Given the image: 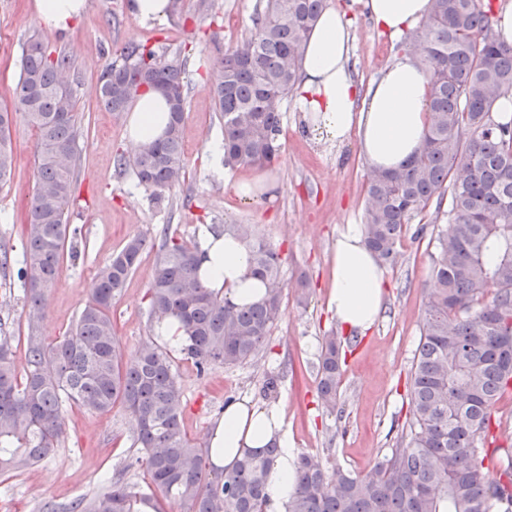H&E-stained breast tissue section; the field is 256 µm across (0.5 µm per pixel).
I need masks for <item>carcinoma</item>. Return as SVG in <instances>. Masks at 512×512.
<instances>
[{
  "label": "carcinoma",
  "instance_id": "1",
  "mask_svg": "<svg viewBox=\"0 0 512 512\" xmlns=\"http://www.w3.org/2000/svg\"><path fill=\"white\" fill-rule=\"evenodd\" d=\"M326 0H265L251 34L224 49L210 73L215 111L224 120V166H270L280 153L281 104L299 77L306 36ZM492 0H431L413 32L431 73L430 122L419 153L394 170L370 175L363 215L365 245L387 264L413 219L448 199L450 230L437 235L435 283L424 304L411 372L412 417L405 444L365 476L328 472L311 456L296 460L288 512H512V452L496 442L497 402L512 392V121L492 118L512 94V45L496 39ZM122 63L100 74L99 103L117 116L147 90L169 86L179 100L158 139L117 166L161 194L186 177L183 62L145 44L121 50ZM70 55L48 52L32 36L20 60L12 107H0V184L13 173L10 130L20 114L37 132L35 190L25 225L28 324L26 366L18 374L13 337L0 335V476L52 454L65 434V405L100 414L118 406L134 426L150 477L144 492L119 481L93 496L47 512H160L155 493L188 512H264L277 446L248 452L229 474L209 464L208 449L182 427L183 401L174 360L152 341L125 361L112 304L145 246L127 240L100 269L97 285L71 331L43 336V302L62 268L67 211L75 192L80 135ZM469 132L467 141L462 132ZM245 241L266 295L234 306L194 274L195 245L165 238L148 286L150 316L177 319L181 353L204 370L249 361L284 315L280 262L252 227L226 224ZM318 392L333 413L341 377V341L327 336L318 359Z\"/></svg>",
  "mask_w": 512,
  "mask_h": 512
}]
</instances>
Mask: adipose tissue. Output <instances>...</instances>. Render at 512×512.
<instances>
[{
    "instance_id": "obj_1",
    "label": "adipose tissue",
    "mask_w": 512,
    "mask_h": 512,
    "mask_svg": "<svg viewBox=\"0 0 512 512\" xmlns=\"http://www.w3.org/2000/svg\"><path fill=\"white\" fill-rule=\"evenodd\" d=\"M88 0H34L44 25L56 32L71 29L88 9ZM374 25L398 36L422 24L430 0H364ZM350 23L340 6L326 7L308 34L296 94L316 129L340 140L356 134L371 168L389 170L419 150L428 119L430 74L415 54L396 56L374 81L363 85L352 76ZM168 105L154 91L140 94L127 120V140L140 145L160 137ZM329 307L346 329L364 331L378 318L383 304L384 272L366 247L361 225L340 232L330 255ZM198 277L209 288L223 291L237 305L257 302L265 287L251 273V251L245 242L201 229ZM277 444L282 449L266 482L267 512H286L295 487L296 457L288 451L284 413L279 406H260L250 399L228 404L209 437L210 459L232 470L245 451Z\"/></svg>"
}]
</instances>
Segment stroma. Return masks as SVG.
Masks as SVG:
<instances>
[{
	"instance_id": "1",
	"label": "stroma",
	"mask_w": 512,
	"mask_h": 512,
	"mask_svg": "<svg viewBox=\"0 0 512 512\" xmlns=\"http://www.w3.org/2000/svg\"><path fill=\"white\" fill-rule=\"evenodd\" d=\"M129 0H90L88 11L66 32L48 30L32 8L33 0H0V106L12 104L22 50L38 34L51 49L73 58L72 82L81 121L78 139V189L69 207L70 226L61 274L45 303L44 334L54 339L75 324L89 300L99 270L129 237L142 236L147 247L122 294L112 306L116 336L125 357L136 355L153 337L148 285L165 235L194 243L202 225L249 224L279 255L284 281V316L262 349L238 366L211 365L198 372L192 360L174 353V369L184 405L188 438L207 445L209 434L228 403L249 398L279 405L294 454H309L324 468L340 466L354 474L372 470L376 461L401 443L411 415L410 377L420 339V319L433 284L436 241L406 234L397 264L384 268V302L365 333H346L329 308L330 252L347 224L362 221L368 164L356 135L328 139L303 115L295 94L282 105L280 157L271 171L281 183L275 198L250 201L234 191L249 167L217 173L207 147L223 138L224 123L215 110L207 70L218 49L247 37L262 0H183L182 17L138 23ZM346 12L354 34L349 66L355 80L369 83L408 43V35L390 36L375 27L363 0H329ZM129 42L147 43L180 54L186 61V119L183 144L184 184L154 199L131 172L117 168L127 153L126 118L99 104L102 70ZM15 173L0 186V246L12 268L0 275V327L9 335L26 331L25 290L16 276L23 263L25 218L34 193L36 131L24 119L12 128ZM310 295L298 304L299 277ZM349 337L342 365L337 407L330 415L317 397L318 356L324 337ZM278 375L276 392L265 390ZM130 423L120 409L92 413L66 410V434L60 447L38 465L11 478L0 477V512H43L98 490L102 479L146 486Z\"/></svg>"
}]
</instances>
